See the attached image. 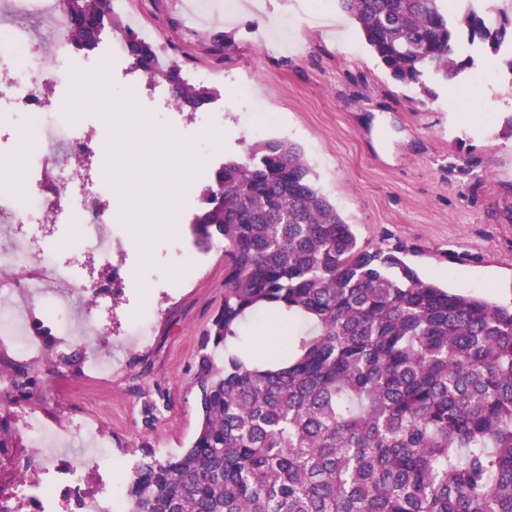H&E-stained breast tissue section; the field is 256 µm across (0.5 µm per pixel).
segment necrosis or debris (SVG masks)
<instances>
[{"instance_id": "4bbe7bcc", "label": "necrosis or debris", "mask_w": 512, "mask_h": 512, "mask_svg": "<svg viewBox=\"0 0 512 512\" xmlns=\"http://www.w3.org/2000/svg\"><path fill=\"white\" fill-rule=\"evenodd\" d=\"M17 47L27 56L28 74L18 78L0 75V120L24 113L38 132V144L26 155L17 175L22 193L0 190V222L4 224H39L45 216L54 223L72 228L79 247L94 251L101 258L112 255V235L105 227L107 204L115 196L112 182V157L108 143L120 126L111 114L100 113L98 124L90 125L79 113L45 108L41 91L55 92L81 79L78 67L63 68L71 52L62 46L50 47L20 39ZM95 144L101 175L96 185L72 174L70 157L81 154L88 144ZM55 283L78 296L102 299L103 289L79 281L75 267L59 264L56 249L47 246L31 253L27 243L0 245V298L10 302L0 308V345H10L13 352L32 359L47 342L65 350L73 333L68 308L46 298L43 287ZM91 459L75 456L58 466L60 483L42 484L28 479L15 480L0 489V512H23L26 503H35L34 512H124L112 498V483L105 480L86 484L82 474Z\"/></svg>"}]
</instances>
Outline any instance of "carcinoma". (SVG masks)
<instances>
[{
	"mask_svg": "<svg viewBox=\"0 0 512 512\" xmlns=\"http://www.w3.org/2000/svg\"><path fill=\"white\" fill-rule=\"evenodd\" d=\"M396 82L420 89L508 52L512 0H338ZM139 43L138 70L173 78ZM205 98L183 83L175 105ZM193 224L224 239V303L195 360L197 431L180 454L148 439L131 512H512V309L419 278L407 248L369 250L299 149L229 159ZM314 332L276 358L237 346L259 312Z\"/></svg>",
	"mask_w": 512,
	"mask_h": 512,
	"instance_id": "1",
	"label": "carcinoma"
}]
</instances>
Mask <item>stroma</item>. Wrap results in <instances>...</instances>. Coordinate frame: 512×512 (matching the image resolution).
Returning a JSON list of instances; mask_svg holds the SVG:
<instances>
[{
	"label": "stroma",
	"instance_id": "1",
	"mask_svg": "<svg viewBox=\"0 0 512 512\" xmlns=\"http://www.w3.org/2000/svg\"><path fill=\"white\" fill-rule=\"evenodd\" d=\"M184 2L121 0L117 14L150 29L183 78L211 73L213 102L224 108L223 147L192 121L207 108L165 111L130 58L114 63L106 80L108 93L132 96L156 133L177 131L205 158L178 191L182 232L155 236L144 262L123 225H114L108 266L61 243L57 224L40 225L32 245L57 244L59 263L107 288L101 305L71 298L72 341L116 362L90 380L45 348L27 365L36 392L22 401L10 384L12 359L0 351V410H36L64 429L87 417L110 437L113 459L127 465L142 437L174 456L197 429L195 356L224 300V242L197 247L192 220L214 171L256 142L295 144L361 246L405 245L422 280L512 305V137L502 133L512 83L504 61L421 90L390 77L337 0H200L221 19L208 27L187 22ZM186 255L192 268L175 278Z\"/></svg>",
	"mask_w": 512,
	"mask_h": 512
}]
</instances>
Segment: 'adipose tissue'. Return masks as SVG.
<instances>
[{
    "label": "adipose tissue",
    "mask_w": 512,
    "mask_h": 512,
    "mask_svg": "<svg viewBox=\"0 0 512 512\" xmlns=\"http://www.w3.org/2000/svg\"><path fill=\"white\" fill-rule=\"evenodd\" d=\"M95 95L98 109L102 112L120 111L122 114L123 135L112 143V150L125 154H150L157 146H164L165 155L159 166L154 168H130L115 172L114 180L125 191H144L147 193V206L137 216L131 217L121 209H113L112 221L128 225L136 237L141 250H148L150 241L147 237V225L164 229L180 224L182 215L174 202L170 188L173 184L186 182L189 174L204 165L205 160L194 150L184 144L176 133L165 134L163 139H156L152 123L137 112L130 100H117L105 90L103 76L87 77L79 86L73 99L74 111H81L87 95Z\"/></svg>",
    "instance_id": "1"
}]
</instances>
